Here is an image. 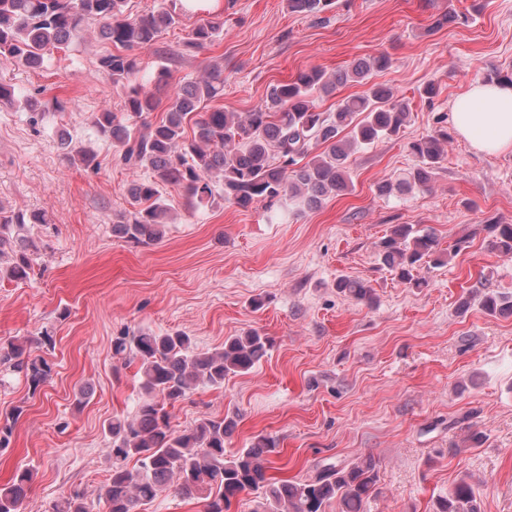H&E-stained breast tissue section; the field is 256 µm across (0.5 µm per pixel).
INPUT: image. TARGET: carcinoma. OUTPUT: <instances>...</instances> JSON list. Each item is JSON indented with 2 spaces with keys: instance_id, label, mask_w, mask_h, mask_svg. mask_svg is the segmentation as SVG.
I'll list each match as a JSON object with an SVG mask.
<instances>
[{
  "instance_id": "1",
  "label": "carcinoma",
  "mask_w": 512,
  "mask_h": 512,
  "mask_svg": "<svg viewBox=\"0 0 512 512\" xmlns=\"http://www.w3.org/2000/svg\"><path fill=\"white\" fill-rule=\"evenodd\" d=\"M287 4L292 12L318 15L335 0ZM127 5L128 0H0V62L40 69L53 51L69 48L91 28L116 48L99 58V68L112 84L126 89L124 112H101L95 126L117 148L120 164L150 171L148 178L128 187L140 208L112 225V233L128 242L149 246L162 239L169 214L160 192L165 185L182 187L191 206L229 202L248 208L264 202L270 208L288 198L317 208L329 195L349 190L348 160L355 148L395 136L407 123L409 103L382 85L341 99L332 112L318 110L315 103L316 92L328 95L339 85L362 83L372 72L387 69L390 57L379 54L347 70L328 74L311 68L274 83L263 103L245 113L213 105L224 96V69L213 64L202 76L181 82L168 97L165 117L151 124L145 114L160 106L158 93L168 87L171 73L162 65L151 77L139 78L142 69L135 51L180 26L186 10L162 3L145 16L133 17ZM223 32V14L210 15L186 34L180 54L193 55ZM190 123L189 137L185 127ZM448 142V131L441 129L410 142L413 167L395 184L380 183L378 192L428 188L447 155ZM58 145L70 164L98 167L92 149L73 145L63 134ZM318 147L323 151L316 154ZM45 223L43 212L27 217L0 207V279H30L40 247L28 225ZM482 230L491 251L512 258V224L491 222ZM461 246L459 240L445 250L432 230L397 224L380 242V252L402 283L419 288L425 280L418 277V269L444 265ZM336 288L359 302L374 300L365 280L342 277ZM481 307L492 316L512 312V298L488 292ZM271 347L272 340L256 330L229 336L222 347L207 352L196 351L192 339L179 331L124 330L112 337V356L124 366L138 365L142 399L133 416L115 417L107 426L111 467L99 496L106 512H138V506L171 488L200 500L204 512H231L233 503L250 492L261 494L254 512H326L334 501L340 512H364L379 481L371 457L344 466L324 465L311 480L291 481L277 476L279 451L272 437L259 436L250 447L225 453L224 440L237 427V414L204 415L190 427L171 429L168 408L198 389L222 387L226 378L251 372ZM0 367L23 375L33 393L52 373L46 358L26 355L25 345L14 339H0ZM17 420L15 413L0 416V448L10 446ZM33 478L31 469L21 468L0 487V512H22ZM51 510L94 512V506L74 489ZM434 512H482L474 484L460 478L436 501Z\"/></svg>"
}]
</instances>
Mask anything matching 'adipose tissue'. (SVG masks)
Segmentation results:
<instances>
[{
    "instance_id": "obj_1",
    "label": "adipose tissue",
    "mask_w": 512,
    "mask_h": 512,
    "mask_svg": "<svg viewBox=\"0 0 512 512\" xmlns=\"http://www.w3.org/2000/svg\"><path fill=\"white\" fill-rule=\"evenodd\" d=\"M453 124L478 152L512 150V84L471 82L450 103Z\"/></svg>"
}]
</instances>
